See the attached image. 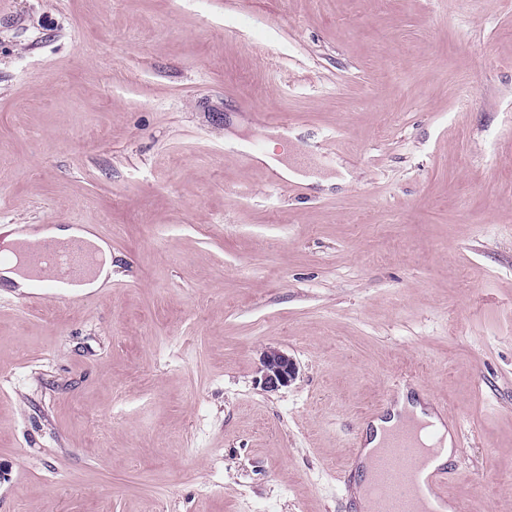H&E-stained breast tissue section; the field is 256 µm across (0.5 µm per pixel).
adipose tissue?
<instances>
[{"instance_id": "ef3b65f1", "label": "adipose tissue", "mask_w": 512, "mask_h": 512, "mask_svg": "<svg viewBox=\"0 0 512 512\" xmlns=\"http://www.w3.org/2000/svg\"><path fill=\"white\" fill-rule=\"evenodd\" d=\"M75 237L87 240L95 255L92 270L83 276L80 283L69 288L70 294L80 296L96 292L106 287L112 280V250L107 242L98 238L89 227L44 226L11 234L7 241L12 247L30 249L46 238L65 242ZM416 422L422 426L419 433L421 443L439 447L440 453L435 464L439 467L444 466L455 453L452 431L444 425L427 399L412 398L405 389L401 390L395 404L387 413L366 425L360 450L361 462L369 463L374 449L386 447L393 433L405 427H412Z\"/></svg>"}]
</instances>
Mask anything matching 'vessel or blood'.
<instances>
[{"instance_id":"obj_1","label":"vessel or blood","mask_w":512,"mask_h":512,"mask_svg":"<svg viewBox=\"0 0 512 512\" xmlns=\"http://www.w3.org/2000/svg\"><path fill=\"white\" fill-rule=\"evenodd\" d=\"M88 255L83 242L74 240L67 246L45 241L34 259L33 289L21 294L25 307H40L57 299L59 283L73 279L86 266ZM427 449L415 439L397 435L391 450L374 456V480L369 488L378 512H424L420 507V488L428 486L436 500L448 499V473L439 469L427 472Z\"/></svg>"}]
</instances>
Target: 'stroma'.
<instances>
[{
	"mask_svg": "<svg viewBox=\"0 0 512 512\" xmlns=\"http://www.w3.org/2000/svg\"><path fill=\"white\" fill-rule=\"evenodd\" d=\"M14 224L111 234L112 281L0 291V512H355L405 373L512 512V0H0ZM257 158L262 164L267 166L284 180L296 181L304 177L301 172L296 169L289 168L287 165L282 163L273 152L272 147L268 148L264 153L258 154ZM258 384L266 392L291 385L299 375L296 361L276 348L266 349L261 357Z\"/></svg>",
	"mask_w": 512,
	"mask_h": 512,
	"instance_id": "1",
	"label": "stroma"
}]
</instances>
